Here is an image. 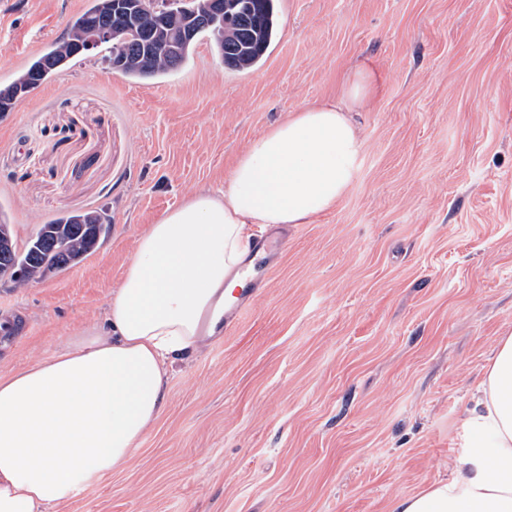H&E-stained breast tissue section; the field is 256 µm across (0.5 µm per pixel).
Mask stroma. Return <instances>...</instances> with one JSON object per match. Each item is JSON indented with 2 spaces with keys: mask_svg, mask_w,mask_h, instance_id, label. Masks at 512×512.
Returning a JSON list of instances; mask_svg holds the SVG:
<instances>
[{
  "mask_svg": "<svg viewBox=\"0 0 512 512\" xmlns=\"http://www.w3.org/2000/svg\"><path fill=\"white\" fill-rule=\"evenodd\" d=\"M88 0H0V84ZM267 57L226 68L210 38L142 82L94 51L0 112V219L18 240L68 211L109 236L78 265L0 286V379L102 322L137 236L223 185L290 111L361 68L357 178L281 229L263 292L176 362L128 462L50 512H391L447 479L471 389L512 335V0H279Z\"/></svg>",
  "mask_w": 512,
  "mask_h": 512,
  "instance_id": "stroma-1",
  "label": "stroma"
}]
</instances>
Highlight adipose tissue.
I'll list each match as a JSON object with an SVG mask.
<instances>
[{
  "mask_svg": "<svg viewBox=\"0 0 512 512\" xmlns=\"http://www.w3.org/2000/svg\"><path fill=\"white\" fill-rule=\"evenodd\" d=\"M376 89L307 104L255 138L224 185L141 233L103 326L0 379V512H48L120 467L167 399L168 371L238 300L254 224H308L351 188L363 144L350 118ZM448 478L392 512H512V336L491 350Z\"/></svg>",
  "mask_w": 512,
  "mask_h": 512,
  "instance_id": "obj_1",
  "label": "adipose tissue"
}]
</instances>
